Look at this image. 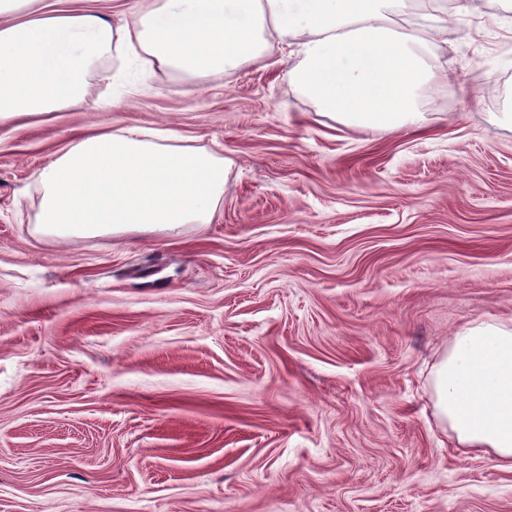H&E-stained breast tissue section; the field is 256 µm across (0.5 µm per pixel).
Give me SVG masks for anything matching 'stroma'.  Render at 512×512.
I'll use <instances>...</instances> for the list:
<instances>
[{"label":"stroma","instance_id":"1","mask_svg":"<svg viewBox=\"0 0 512 512\" xmlns=\"http://www.w3.org/2000/svg\"><path fill=\"white\" fill-rule=\"evenodd\" d=\"M462 2L419 133L319 115L284 49L0 122V512H512L432 389L457 327L512 320V0ZM123 127L226 159L213 222L38 235L33 171Z\"/></svg>","mask_w":512,"mask_h":512}]
</instances>
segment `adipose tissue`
I'll use <instances>...</instances> for the list:
<instances>
[{
  "label": "adipose tissue",
  "mask_w": 512,
  "mask_h": 512,
  "mask_svg": "<svg viewBox=\"0 0 512 512\" xmlns=\"http://www.w3.org/2000/svg\"><path fill=\"white\" fill-rule=\"evenodd\" d=\"M97 2L0 0V121L82 104L92 74L131 57L206 77L283 45L294 58L291 85L320 114L388 132L424 125L420 99L453 79L441 52L447 0H146L133 24L117 28ZM226 173L216 153L136 128L83 134L34 174L36 231L66 238L208 224ZM433 391L458 446L511 471L512 323L456 330Z\"/></svg>",
  "instance_id": "obj_1"
}]
</instances>
